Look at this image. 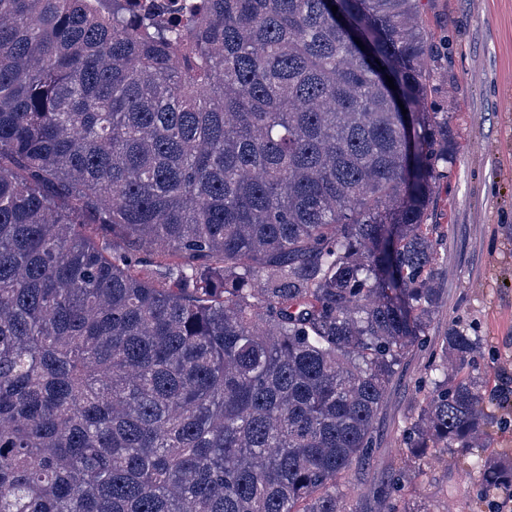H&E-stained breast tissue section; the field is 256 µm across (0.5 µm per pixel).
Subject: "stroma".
Here are the masks:
<instances>
[{"instance_id":"35a3bbf8","label":"stroma","mask_w":512,"mask_h":512,"mask_svg":"<svg viewBox=\"0 0 512 512\" xmlns=\"http://www.w3.org/2000/svg\"><path fill=\"white\" fill-rule=\"evenodd\" d=\"M426 30L448 38L442 104L455 144L430 221L438 240L437 341L456 321L482 346L477 358L487 435L477 454L454 449L409 463L402 433L424 398L429 355L411 352L387 390L369 461L346 484L356 512H382L378 487L393 474L407 507L427 512H512V488L484 491L474 456L512 459V0H423Z\"/></svg>"}]
</instances>
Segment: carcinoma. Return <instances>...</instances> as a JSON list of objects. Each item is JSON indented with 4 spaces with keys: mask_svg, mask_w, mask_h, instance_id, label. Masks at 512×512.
<instances>
[{
    "mask_svg": "<svg viewBox=\"0 0 512 512\" xmlns=\"http://www.w3.org/2000/svg\"><path fill=\"white\" fill-rule=\"evenodd\" d=\"M175 12L0 0V512H353L441 296L442 37L421 0ZM438 345L412 461L485 435L479 340Z\"/></svg>",
    "mask_w": 512,
    "mask_h": 512,
    "instance_id": "cac0c4a2",
    "label": "carcinoma"
}]
</instances>
